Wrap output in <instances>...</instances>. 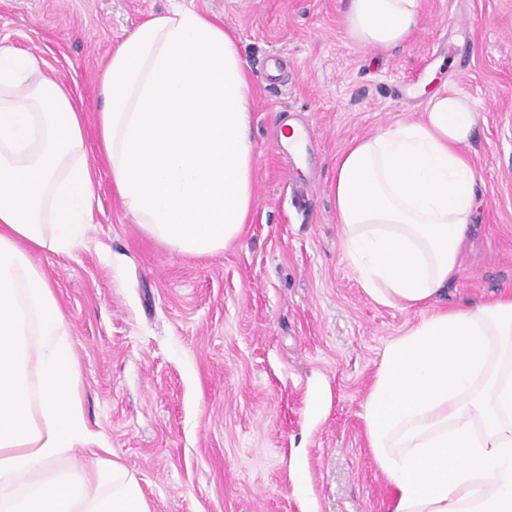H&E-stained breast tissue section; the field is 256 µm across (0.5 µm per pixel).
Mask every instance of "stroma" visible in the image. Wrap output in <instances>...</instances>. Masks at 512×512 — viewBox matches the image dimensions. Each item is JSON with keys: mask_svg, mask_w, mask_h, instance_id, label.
Here are the masks:
<instances>
[{"mask_svg": "<svg viewBox=\"0 0 512 512\" xmlns=\"http://www.w3.org/2000/svg\"><path fill=\"white\" fill-rule=\"evenodd\" d=\"M208 14L252 79L256 207L223 251L148 238L95 163L85 245L35 254L62 307L83 410L153 512H390L362 418L384 346L419 319L373 301L343 254L331 186L353 140L411 121L422 84L481 115L470 155L484 203L448 285L451 307L512 291V0H421L409 42H350L346 0H0V47L65 79L97 145L105 56L151 15ZM302 126L300 153L282 145Z\"/></svg>", "mask_w": 512, "mask_h": 512, "instance_id": "stroma-1", "label": "stroma"}]
</instances>
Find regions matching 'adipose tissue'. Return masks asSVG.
I'll list each match as a JSON object with an SVG mask.
<instances>
[{"instance_id":"1","label":"adipose tissue","mask_w":512,"mask_h":512,"mask_svg":"<svg viewBox=\"0 0 512 512\" xmlns=\"http://www.w3.org/2000/svg\"><path fill=\"white\" fill-rule=\"evenodd\" d=\"M421 0H348L350 41L386 52ZM98 147L127 216L169 251L210 255L253 214L251 83L238 40L176 8L113 47ZM480 114L434 91L415 122L354 141L332 184L342 246L375 302L429 308L384 347L363 420L391 512H512V293L433 310L481 200L467 151ZM97 196L85 122L38 58L0 48V512H153L118 461L53 470L91 435L63 311L33 256L86 240ZM37 384H30V372Z\"/></svg>"}]
</instances>
